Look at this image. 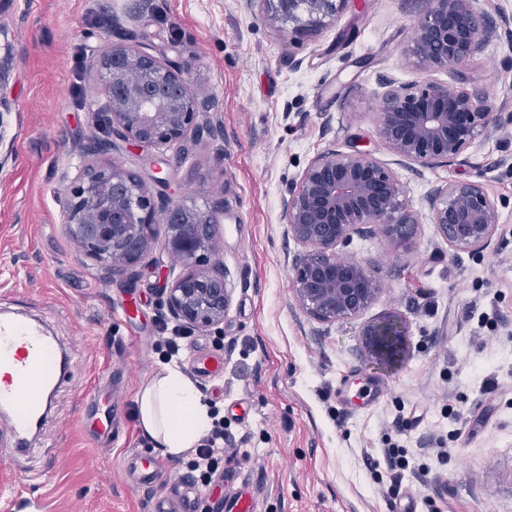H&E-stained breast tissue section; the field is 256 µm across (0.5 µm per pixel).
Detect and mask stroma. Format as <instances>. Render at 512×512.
Segmentation results:
<instances>
[{
	"label": "stroma",
	"mask_w": 512,
	"mask_h": 512,
	"mask_svg": "<svg viewBox=\"0 0 512 512\" xmlns=\"http://www.w3.org/2000/svg\"><path fill=\"white\" fill-rule=\"evenodd\" d=\"M124 0H14L0 26L14 48L1 78L12 91L0 114V313L19 314L56 336L67 369L36 438L0 456V495L29 481L41 512H153L155 498L193 496L192 512L239 495L255 512H512V124L477 140L461 162L399 165L376 133L381 76L416 74L403 50L421 0H348L313 37L295 22L271 26L264 0H145L115 28ZM112 43L145 45L161 60L195 56L191 87L209 99L221 136L183 149L94 154L103 137L99 54ZM435 80L486 87L512 113V48L487 43L469 65ZM370 150L394 168L421 215L408 242L380 227L348 251L380 288L359 316L319 321L297 303L285 233L290 185L328 147ZM116 160L155 199L224 204L216 228L231 302L221 336L194 331L176 360L219 354L224 374L197 387L224 420L228 451L202 484L193 452L162 457L143 438L136 398L168 360L159 297L177 261L155 243L124 272L87 258L68 234L63 200L79 167ZM482 179L501 218L490 244L456 251L429 224L435 185ZM129 315H118L119 307ZM398 316L404 352L376 364L368 323ZM112 404L111 442L95 434L93 400ZM404 449L393 483L386 451ZM161 458L153 487L130 472Z\"/></svg>",
	"instance_id": "35a3bbf8"
}]
</instances>
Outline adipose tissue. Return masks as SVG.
I'll return each mask as SVG.
<instances>
[{"mask_svg": "<svg viewBox=\"0 0 512 512\" xmlns=\"http://www.w3.org/2000/svg\"><path fill=\"white\" fill-rule=\"evenodd\" d=\"M137 413L145 439L171 458L195 447L211 427L200 392L173 364L163 365L143 386L137 396Z\"/></svg>", "mask_w": 512, "mask_h": 512, "instance_id": "adipose-tissue-1", "label": "adipose tissue"}]
</instances>
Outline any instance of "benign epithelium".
Masks as SVG:
<instances>
[{"label": "benign epithelium", "mask_w": 512, "mask_h": 512, "mask_svg": "<svg viewBox=\"0 0 512 512\" xmlns=\"http://www.w3.org/2000/svg\"><path fill=\"white\" fill-rule=\"evenodd\" d=\"M263 19L297 22L296 32L313 35L347 0H266ZM407 65L420 74L468 65L487 42L501 37L492 15L475 0H422ZM194 57L181 64L157 59L141 45L113 43L98 59L108 136L97 147L112 150L116 137L131 147L179 146L192 136H216L221 127L200 120L210 102L191 90ZM377 131L380 140L408 166H447L478 139L512 123L495 112L484 87L461 80L400 82L384 76ZM429 223L457 251L487 247L500 221L497 203L484 183L449 182L426 195ZM64 223L85 254L114 271L137 266L151 245L165 247L182 272L162 290L161 315L189 331L221 334L230 302L224 269L217 260L215 227L224 204L205 207L155 202L143 180L112 161L91 165L73 179L64 197ZM164 214L158 221V214ZM397 174L365 149L327 148L301 173L284 208L285 233L301 247L291 265V285L303 309L332 322L363 312L379 288L366 265L340 257L336 249L370 226L406 240L418 223ZM403 323L387 317L367 325L369 352L384 362L403 353Z\"/></svg>", "instance_id": "7a95c632"}]
</instances>
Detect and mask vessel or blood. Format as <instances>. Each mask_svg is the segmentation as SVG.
<instances>
[{
	"label": "vessel or blood",
	"mask_w": 512,
	"mask_h": 512,
	"mask_svg": "<svg viewBox=\"0 0 512 512\" xmlns=\"http://www.w3.org/2000/svg\"><path fill=\"white\" fill-rule=\"evenodd\" d=\"M59 366V351L53 336L30 321L0 317V407L9 410L0 422V435L6 436L13 449L26 445V434L36 422L39 404L18 401V384L37 376L34 392L42 394L50 386Z\"/></svg>",
	"instance_id": "b4317fda"
}]
</instances>
